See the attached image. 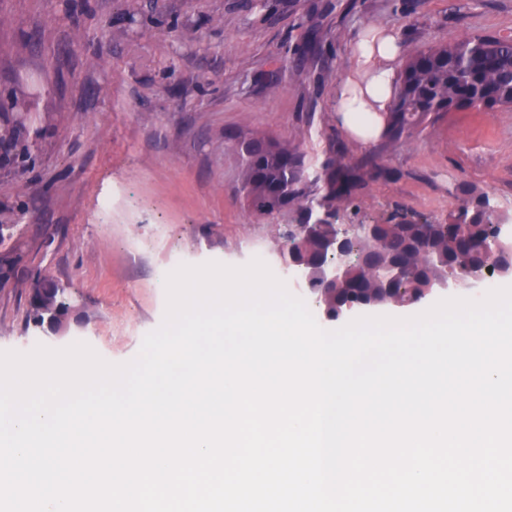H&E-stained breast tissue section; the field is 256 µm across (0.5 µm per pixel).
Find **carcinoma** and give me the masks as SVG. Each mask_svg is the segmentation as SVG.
<instances>
[{
    "mask_svg": "<svg viewBox=\"0 0 512 512\" xmlns=\"http://www.w3.org/2000/svg\"><path fill=\"white\" fill-rule=\"evenodd\" d=\"M512 109V37L470 34L453 42H436L410 55L397 75L395 97L387 115L385 137L393 142L411 135L424 123L462 109ZM254 138L267 139L274 150L240 156L242 178L239 192L247 209L254 215H265L291 203L300 204L312 192L321 209L333 215L336 203L350 199L365 180L385 175L382 168L366 163L343 161V151L336 158L321 163L306 160L297 148L254 133ZM489 200L480 197L461 212L452 214L446 224L400 221L378 224L375 232L357 242V256L347 264V277L329 305L336 310L364 299L378 300L385 292L407 306L405 294L384 282L377 269L364 258L373 256L380 266L398 265L407 273V287L418 301L427 296L430 283L446 274L453 276L463 268L472 274L483 271L486 248L497 246L502 258L495 268L502 278L512 277V239L502 235V221L491 224L486 216ZM26 214L24 205L0 203V245L16 234L19 221ZM331 222H324L318 236L294 244L292 255L320 282L317 253L321 240L337 233ZM21 257L16 246L0 250V286L8 285L4 276ZM27 302L37 312L53 317L55 330L68 321L70 307L66 295L56 291L55 282L36 278L30 284Z\"/></svg>",
    "mask_w": 512,
    "mask_h": 512,
    "instance_id": "cac0c4a2",
    "label": "carcinoma"
}]
</instances>
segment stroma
<instances>
[{
	"instance_id": "obj_1",
	"label": "stroma",
	"mask_w": 512,
	"mask_h": 512,
	"mask_svg": "<svg viewBox=\"0 0 512 512\" xmlns=\"http://www.w3.org/2000/svg\"><path fill=\"white\" fill-rule=\"evenodd\" d=\"M376 24L407 57L512 36V0H0V112L24 100L42 131L25 172L0 170V203L28 206L15 244L29 276L76 300L42 345L123 364L164 320L167 267L259 254L279 271L278 217L256 220L237 193L242 130L387 169L337 208L344 227L444 222L482 195L512 218V111L451 112L393 143L339 124L336 86ZM36 337L26 288L0 289V351Z\"/></svg>"
}]
</instances>
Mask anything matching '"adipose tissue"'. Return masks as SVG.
I'll return each mask as SVG.
<instances>
[{"instance_id":"obj_1","label":"adipose tissue","mask_w":512,"mask_h":512,"mask_svg":"<svg viewBox=\"0 0 512 512\" xmlns=\"http://www.w3.org/2000/svg\"><path fill=\"white\" fill-rule=\"evenodd\" d=\"M399 54L395 29L384 25L369 28L352 49V66L336 89L335 110L343 127L359 142H369L385 129Z\"/></svg>"}]
</instances>
